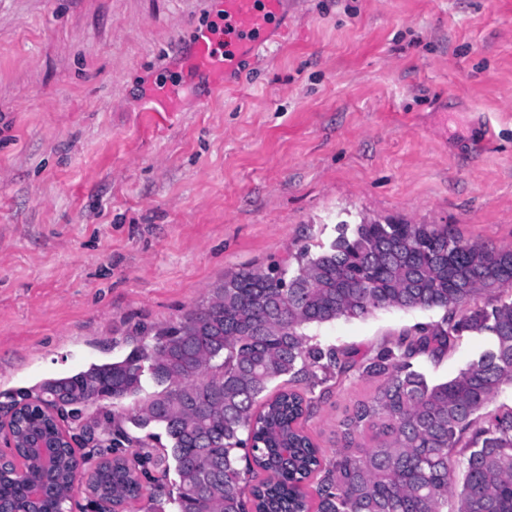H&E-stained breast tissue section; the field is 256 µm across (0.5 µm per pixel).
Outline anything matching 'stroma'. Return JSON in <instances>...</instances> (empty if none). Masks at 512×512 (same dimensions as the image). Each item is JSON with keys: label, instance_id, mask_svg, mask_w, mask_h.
I'll use <instances>...</instances> for the list:
<instances>
[{"label": "stroma", "instance_id": "stroma-1", "mask_svg": "<svg viewBox=\"0 0 512 512\" xmlns=\"http://www.w3.org/2000/svg\"><path fill=\"white\" fill-rule=\"evenodd\" d=\"M214 0H0V419L51 377L126 355L225 274L268 270L340 224H450L512 248V0H285L223 87L179 57ZM175 92L178 112H145ZM439 311L309 328L372 354ZM425 364L440 382L480 348ZM373 381L305 424L325 454ZM100 402L60 425L122 418Z\"/></svg>", "mask_w": 512, "mask_h": 512}]
</instances>
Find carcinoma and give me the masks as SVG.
Here are the masks:
<instances>
[{
    "label": "carcinoma",
    "instance_id": "1",
    "mask_svg": "<svg viewBox=\"0 0 512 512\" xmlns=\"http://www.w3.org/2000/svg\"><path fill=\"white\" fill-rule=\"evenodd\" d=\"M293 274L240 270L165 328L137 323L136 345L121 359L45 380L25 402L17 438L55 431L53 409L78 417L103 401L140 398L128 417L137 429H164L170 447L136 440L130 455L177 480L156 483L146 512H310L301 486L316 478L315 512H512V407L489 409L512 388V249L462 238L448 224H343L321 251L301 249ZM486 297L484 302L479 298ZM382 309L443 312L383 342L372 355L325 345L312 325ZM463 336L485 345L457 376L434 382L421 360L439 361ZM381 380L338 424L332 458L299 427L315 401L309 390L350 373ZM285 377L290 388L267 396ZM373 432V445L360 443ZM95 465L93 490L142 497L122 465ZM59 460L42 512L69 494ZM24 485L0 475V501L23 505Z\"/></svg>",
    "mask_w": 512,
    "mask_h": 512
}]
</instances>
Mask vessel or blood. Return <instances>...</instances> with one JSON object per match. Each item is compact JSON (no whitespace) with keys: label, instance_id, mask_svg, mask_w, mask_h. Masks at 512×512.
<instances>
[{"label":"vessel or blood","instance_id":"vessel-or-blood-1","mask_svg":"<svg viewBox=\"0 0 512 512\" xmlns=\"http://www.w3.org/2000/svg\"><path fill=\"white\" fill-rule=\"evenodd\" d=\"M281 7L282 0H221L222 24L197 32L182 60L183 69L214 83L222 81L242 61L257 56Z\"/></svg>","mask_w":512,"mask_h":512}]
</instances>
